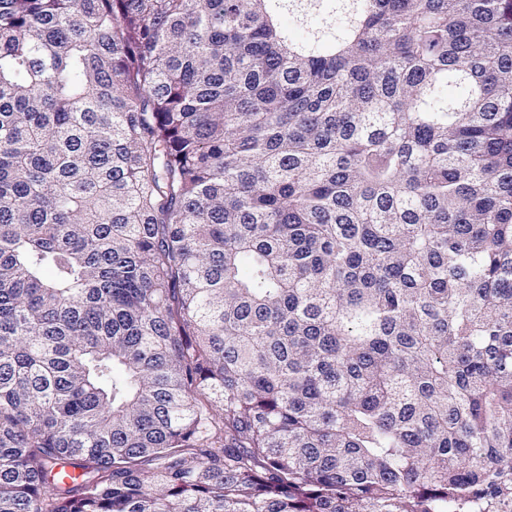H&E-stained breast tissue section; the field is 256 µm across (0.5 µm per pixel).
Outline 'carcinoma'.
<instances>
[{"mask_svg": "<svg viewBox=\"0 0 512 512\" xmlns=\"http://www.w3.org/2000/svg\"><path fill=\"white\" fill-rule=\"evenodd\" d=\"M0 512H512V0H0Z\"/></svg>", "mask_w": 512, "mask_h": 512, "instance_id": "1", "label": "carcinoma"}]
</instances>
